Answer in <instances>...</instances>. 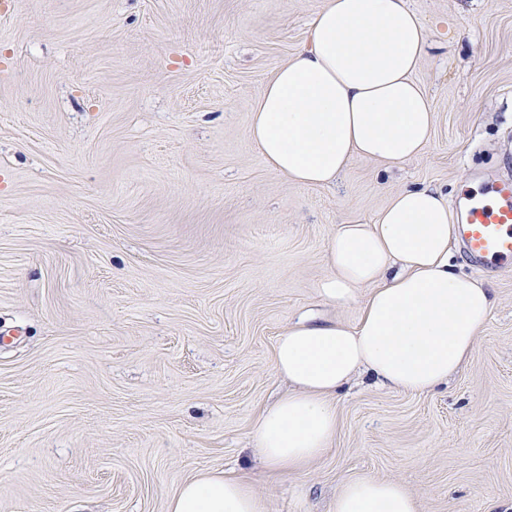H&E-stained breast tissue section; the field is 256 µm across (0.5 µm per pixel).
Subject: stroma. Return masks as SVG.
<instances>
[{
	"label": "stroma",
	"mask_w": 512,
	"mask_h": 512,
	"mask_svg": "<svg viewBox=\"0 0 512 512\" xmlns=\"http://www.w3.org/2000/svg\"><path fill=\"white\" fill-rule=\"evenodd\" d=\"M323 3L0 0V512H167L210 468L267 512H331L361 475L418 512H512V269L456 241L455 272L493 295L467 365L423 394L344 385L300 475L257 457L289 320H358L316 294L337 227L512 173V0H408L431 31L422 155L317 188L271 170L252 106Z\"/></svg>",
	"instance_id": "1"
}]
</instances>
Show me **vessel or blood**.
I'll list each match as a JSON object with an SVG mask.
<instances>
[{
  "label": "vessel or blood",
  "mask_w": 512,
  "mask_h": 512,
  "mask_svg": "<svg viewBox=\"0 0 512 512\" xmlns=\"http://www.w3.org/2000/svg\"><path fill=\"white\" fill-rule=\"evenodd\" d=\"M453 208L457 236L474 266L512 268V178L479 180L455 199Z\"/></svg>",
  "instance_id": "vessel-or-blood-1"
}]
</instances>
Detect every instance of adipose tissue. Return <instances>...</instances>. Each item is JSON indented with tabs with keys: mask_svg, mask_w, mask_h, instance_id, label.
<instances>
[{
	"mask_svg": "<svg viewBox=\"0 0 512 512\" xmlns=\"http://www.w3.org/2000/svg\"><path fill=\"white\" fill-rule=\"evenodd\" d=\"M407 0H324L306 43L264 85L248 128L266 164L303 186H327L353 159L405 162L429 144L434 112L414 74L428 44ZM452 216L441 190L395 193L372 224L329 239L323 303L360 301L350 327L301 315L272 363L291 385L261 412L254 447L270 470L294 476L330 448L336 392L357 373L424 393L470 360L493 305L489 288L449 263ZM168 512H266L245 478L221 469L181 485ZM333 512H417L402 484L363 475L344 483Z\"/></svg>",
	"mask_w": 512,
	"mask_h": 512,
	"instance_id": "1",
	"label": "adipose tissue"
}]
</instances>
